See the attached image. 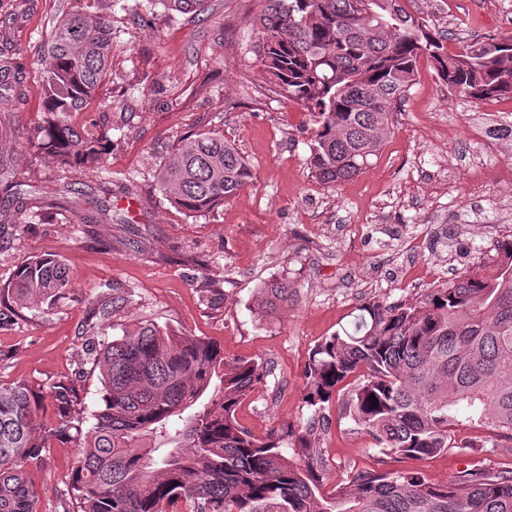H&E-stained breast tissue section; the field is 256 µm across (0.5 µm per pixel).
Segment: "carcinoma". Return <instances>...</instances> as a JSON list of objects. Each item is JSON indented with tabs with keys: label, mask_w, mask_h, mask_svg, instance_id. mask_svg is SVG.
Returning a JSON list of instances; mask_svg holds the SVG:
<instances>
[{
	"label": "carcinoma",
	"mask_w": 512,
	"mask_h": 512,
	"mask_svg": "<svg viewBox=\"0 0 512 512\" xmlns=\"http://www.w3.org/2000/svg\"><path fill=\"white\" fill-rule=\"evenodd\" d=\"M199 15L206 0H158ZM254 53L275 91L316 118L312 175L337 185L378 158L393 104L428 55L448 91L474 100L512 101V36L477 39L450 54L444 36L402 0H263L251 20ZM44 125L30 148L75 169H97L107 134L76 126L112 75V24L75 10L61 16L43 60ZM253 180L250 163L224 134L180 141L156 175L159 191L189 216L217 210ZM490 271L461 272L415 303L372 298L309 354L305 403L312 421L256 437L237 411L265 377L253 360L229 359L196 336L140 323L100 346L95 360L104 408L91 426H72L78 451L70 491L77 512H512V471L472 468L445 485L417 473L359 471L326 496L314 444L342 383L363 378L342 408L386 456L424 458L456 447V429L481 425L512 439V238ZM73 284L66 264L35 256L0 288V328L15 310L52 309ZM288 300V281L259 287L258 308ZM66 413L77 405L72 381L48 391L0 385V512H37L28 470L42 464L59 429L36 423L44 401ZM378 400L373 405L372 400ZM306 451L300 465L283 443Z\"/></svg>",
	"instance_id": "carcinoma-1"
}]
</instances>
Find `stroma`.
<instances>
[{
	"label": "stroma",
	"mask_w": 512,
	"mask_h": 512,
	"mask_svg": "<svg viewBox=\"0 0 512 512\" xmlns=\"http://www.w3.org/2000/svg\"><path fill=\"white\" fill-rule=\"evenodd\" d=\"M77 0H0V55L23 82L0 102V210L23 198L25 221L0 228V287L31 257L62 260L73 287L50 313L21 309L0 330V384L49 387L72 380L77 413L103 407L100 371L88 343L121 338L140 322L217 343L228 358L251 359L268 375L237 417L256 436L283 423L306 424L303 400L312 349L377 296L411 303L471 265L492 267L497 241L512 237V139L484 132L512 122V102L476 101L448 92L429 58L394 106V124L376 163L340 185L315 179L308 157L311 113L275 93L254 53L250 18L261 0H208L204 13L103 0L112 21V79L73 124L95 120L111 148L103 169L60 167L25 154L43 124L44 49ZM448 37L449 53L473 39L512 35V0H406ZM221 131L250 161L254 179L217 212L191 217L169 202L156 174L179 141ZM76 183L96 201L74 222L64 188ZM288 279L292 292L272 316L255 296ZM111 304L109 317L98 310ZM319 435L322 490L350 473L416 471L436 484L471 468L512 470V440L452 448L416 459L379 453L339 408ZM73 444L54 442L29 477L38 512H76Z\"/></svg>",
	"instance_id": "obj_1"
}]
</instances>
